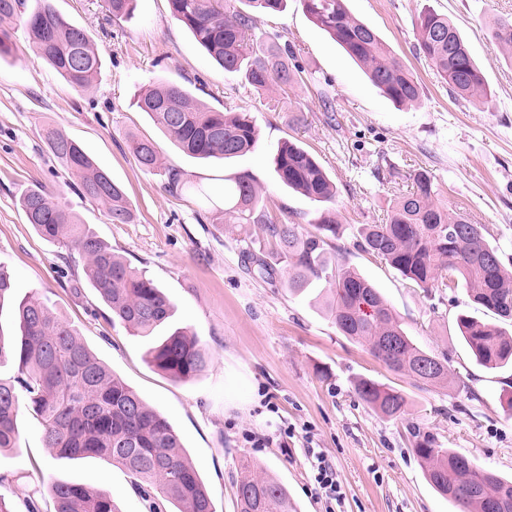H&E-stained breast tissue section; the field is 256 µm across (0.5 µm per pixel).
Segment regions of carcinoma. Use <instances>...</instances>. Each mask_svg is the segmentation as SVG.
<instances>
[{"instance_id":"obj_1","label":"carcinoma","mask_w":512,"mask_h":512,"mask_svg":"<svg viewBox=\"0 0 512 512\" xmlns=\"http://www.w3.org/2000/svg\"><path fill=\"white\" fill-rule=\"evenodd\" d=\"M256 11H280L287 0H244ZM313 24L329 34L365 68L370 81L397 104L421 96V86L384 45L377 33L355 19L345 0H298ZM136 0H105L115 18L130 16ZM171 16L225 71H244L257 90L296 82L301 68L290 46L259 51L252 39L254 17L224 0H168ZM22 25L37 59L51 65L77 92L94 83L101 60L88 34L68 23L52 0H0V57L9 52L11 33L5 24ZM424 57L449 89L463 98H484V76L448 17L420 13L415 22ZM493 38L512 54V18H501ZM140 111L159 125L167 139L185 155L200 160H226L253 150L258 131L248 112L214 110L173 82L140 89ZM44 142L50 153L77 178L80 194L101 204L112 222L126 224L133 208L124 189L100 168L77 141L49 129ZM130 147L149 173L164 170L172 194H204L202 187L182 178L179 170L163 167L162 150L153 140L131 138ZM278 180L322 208L314 230L301 224H277L257 212L261 189L248 174L224 180V223L258 224L272 254L254 258L261 279L287 274L288 292L306 296L325 283L326 315L344 336L362 343L389 369L427 387L451 381L448 358L418 347L375 286L356 270L328 256L336 238V185L315 158L295 141L283 142L273 156ZM412 190L398 197L383 224H365L361 248L385 261L401 277L425 291L462 285L472 301L504 322L512 323V270L501 262L498 247L486 238V228L469 215L449 211L439 199L434 177L425 170L411 174ZM27 223L51 242L78 251L86 260L92 288L117 320L135 336L149 337L162 325L166 335L149 344L150 362L176 380L200 373L207 351L197 335L171 325L174 306L143 270L112 251L87 225L45 189H31L21 198ZM372 298L376 314L358 307L361 295ZM10 309L17 324L12 335L0 328V361L11 360L17 375L0 380V450L14 448L19 438L18 414L25 405L42 433L44 448L69 460L107 458L124 468L139 488L159 496L174 512H215L206 487L167 420L147 404L120 376L102 364L81 340L77 329L55 314L39 295L14 298L13 278L0 264V313ZM459 336L476 360L487 368L512 362V336L475 317H457ZM355 391L366 404L390 419L406 412V398L394 387L361 378ZM414 452L433 489L454 504L457 512H512V479L443 448L428 436ZM55 512H120L112 492L78 483L56 481L49 487ZM237 512H297L287 489L257 464L242 462L238 476Z\"/></svg>"}]
</instances>
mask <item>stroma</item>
<instances>
[{
    "instance_id": "obj_1",
    "label": "stroma",
    "mask_w": 512,
    "mask_h": 512,
    "mask_svg": "<svg viewBox=\"0 0 512 512\" xmlns=\"http://www.w3.org/2000/svg\"><path fill=\"white\" fill-rule=\"evenodd\" d=\"M85 30L101 70L92 87L74 91L35 60L22 26L0 57V262L14 295L39 294L78 330L83 342L173 425L201 474L216 512H237V465L257 462L281 480L298 512H454L428 484L413 448L416 434L512 478V366L479 365L460 339L456 317L474 307L464 288H416L359 245L362 225L381 223L416 170L432 173L440 199L487 228L505 266H512V57L491 38L512 17V0H346L418 77L420 99L398 105L304 14L298 0L255 16L262 47L289 45L304 81L256 91L243 74L216 65L172 19L167 0H137L132 17L116 19L104 0H53ZM430 8L448 16L481 69L489 95L450 92L419 55L415 17ZM169 81L194 90L209 107L251 113L255 150L231 160L201 161L180 152L135 96ZM80 141L121 184L133 205L130 223L115 224L81 197L77 180L48 152L44 128ZM159 141L167 165L219 197L225 179L251 175L260 205L283 224H311L317 205L282 185L272 167L277 146L301 144L335 183L338 262L379 288L406 332L425 351L444 355L455 376L445 388H421L343 336L312 297L292 296L285 280L250 271L245 251L265 253L257 225L222 221L191 194H170L164 175L143 172L128 135ZM40 186L58 195L83 223L131 266L146 270L175 307L173 323L196 332L208 351L188 381L152 366L147 338L112 322L90 287L83 257L42 239L19 200ZM367 378L400 390L404 416L393 420L366 405L354 384ZM18 447L0 450V495L11 512H54L47 486L67 481L108 488L120 512H148L128 473L101 458L78 461L48 453L28 413L18 417ZM255 441H248V434ZM336 471L341 500L312 494L309 451Z\"/></svg>"
}]
</instances>
